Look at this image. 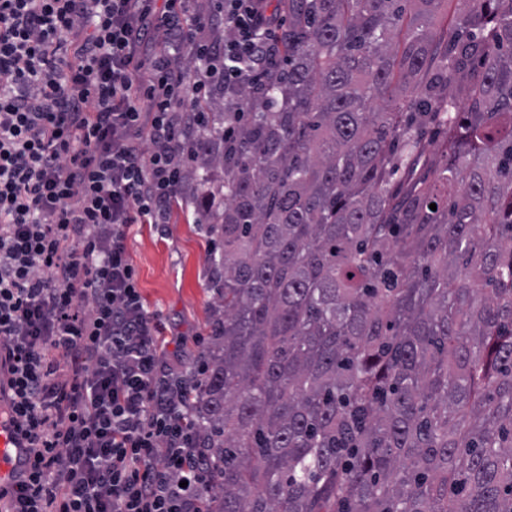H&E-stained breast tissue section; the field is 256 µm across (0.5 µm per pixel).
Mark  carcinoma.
I'll return each mask as SVG.
<instances>
[{"mask_svg": "<svg viewBox=\"0 0 512 512\" xmlns=\"http://www.w3.org/2000/svg\"><path fill=\"white\" fill-rule=\"evenodd\" d=\"M279 2V62L185 173L221 245L211 512H512V0L444 44L442 0Z\"/></svg>", "mask_w": 512, "mask_h": 512, "instance_id": "1", "label": "carcinoma"}]
</instances>
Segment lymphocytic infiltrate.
<instances>
[{
	"mask_svg": "<svg viewBox=\"0 0 512 512\" xmlns=\"http://www.w3.org/2000/svg\"><path fill=\"white\" fill-rule=\"evenodd\" d=\"M0 0V402L31 448L15 512H206L188 371L128 251L167 223L222 88L277 52L270 0Z\"/></svg>",
	"mask_w": 512,
	"mask_h": 512,
	"instance_id": "f902f5d3",
	"label": "lymphocytic infiltrate"
}]
</instances>
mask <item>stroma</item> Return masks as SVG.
<instances>
[{"label": "stroma", "instance_id": "obj_1", "mask_svg": "<svg viewBox=\"0 0 512 512\" xmlns=\"http://www.w3.org/2000/svg\"><path fill=\"white\" fill-rule=\"evenodd\" d=\"M208 244L193 212L179 206L169 223L133 225L128 240L140 291L159 315L164 349L185 363L196 361L211 334L215 299Z\"/></svg>", "mask_w": 512, "mask_h": 512}]
</instances>
